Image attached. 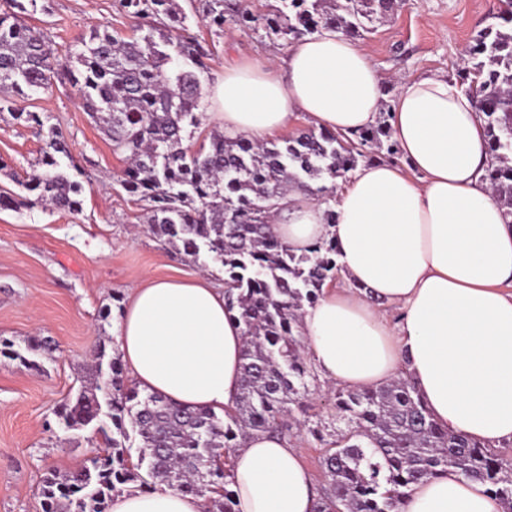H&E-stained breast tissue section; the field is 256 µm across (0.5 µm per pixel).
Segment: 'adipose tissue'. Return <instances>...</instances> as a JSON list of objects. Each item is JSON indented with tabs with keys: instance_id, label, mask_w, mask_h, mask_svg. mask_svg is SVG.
<instances>
[{
	"instance_id": "adipose-tissue-1",
	"label": "adipose tissue",
	"mask_w": 512,
	"mask_h": 512,
	"mask_svg": "<svg viewBox=\"0 0 512 512\" xmlns=\"http://www.w3.org/2000/svg\"><path fill=\"white\" fill-rule=\"evenodd\" d=\"M212 102L228 133L263 141L297 115L352 135L376 124L383 80L369 54L332 29L291 44L277 69L225 71ZM390 126L406 167L365 163L340 181L333 207L289 193L269 230L298 254L322 238L355 291L324 289L302 334L316 370L349 389L408 373L434 420L495 447L512 441V216L486 179L482 115L443 75L405 79ZM400 313L391 321L386 307ZM246 338L208 279L152 278L132 289L119 324L139 387L173 402L234 406ZM235 512H315L299 451L258 434L234 449ZM111 512H202L165 487L114 497ZM399 512H502L476 481L448 469L418 484Z\"/></svg>"
}]
</instances>
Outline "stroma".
<instances>
[{"label":"stroma","instance_id":"obj_1","mask_svg":"<svg viewBox=\"0 0 512 512\" xmlns=\"http://www.w3.org/2000/svg\"><path fill=\"white\" fill-rule=\"evenodd\" d=\"M187 29L212 52L209 79L245 60L276 61L286 40L226 21L210 27L195 0H178ZM497 0H396L369 32L355 36L384 79L393 98L402 78L440 73L458 81L472 38L492 22ZM25 21L43 31L59 57L99 24L123 33L135 27L117 0H37ZM40 113L45 127L59 128L68 146L62 165L83 186L79 212L61 213L27 202L26 191L11 174L28 178L44 136L17 111ZM0 191L14 193L17 207L0 208V340L15 346L45 341L39 368H30L0 351V512H42L39 489L47 469L73 471L87 464L102 439L93 428L68 431L56 410L76 391L98 343L114 346L121 320L116 308L131 288L148 277L193 279L207 276L222 285L220 266L197 268L145 228L144 203L134 201L118 183L126 167L110 141L84 112L76 88L55 83L30 98L14 97L0 111ZM334 385L315 379L305 398L308 418L292 425V445L302 464L324 481L322 440L345 424L334 408Z\"/></svg>","mask_w":512,"mask_h":512}]
</instances>
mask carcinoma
<instances>
[{
	"instance_id": "obj_1",
	"label": "carcinoma",
	"mask_w": 512,
	"mask_h": 512,
	"mask_svg": "<svg viewBox=\"0 0 512 512\" xmlns=\"http://www.w3.org/2000/svg\"><path fill=\"white\" fill-rule=\"evenodd\" d=\"M27 1L35 2L10 0V10L0 14V103L11 93L28 98L48 90L56 73L50 44L20 19ZM199 2L210 24L223 27L226 0ZM279 2L265 18L237 3L231 11L241 26L293 43L320 25L358 33L391 8V0ZM119 7L139 21L141 35L125 40L106 24L93 29L79 39L66 76L113 153L127 159L121 186L150 203L148 231L202 269L222 266L226 306L246 336L241 387L235 407L220 412L143 395L125 376L120 352L98 344L93 381L64 399L56 415L69 430L94 427L104 449L74 472L49 469L42 512H108L119 487L135 482L206 494V512H234L229 453L255 434L290 436L284 412H306L304 304H314L340 271L332 242L318 241L297 255L269 234L268 224L290 187L323 202L332 197L336 180L386 129L364 130L354 141L309 130L282 145L213 129L208 147L193 151L188 142L205 120V48L180 33L185 16L176 0H119ZM494 18L500 24L479 31L469 46L461 79L484 117L487 180L512 215V0H499ZM66 155L62 133L50 129L37 170L21 186L58 211L76 213L82 185L62 167ZM302 174L330 184L313 188ZM335 409L347 429L326 442L327 481L316 512H398L414 486L450 467L512 506V456L448 433L407 376L378 388L338 389ZM132 435L139 441L135 458L126 446Z\"/></svg>"
}]
</instances>
